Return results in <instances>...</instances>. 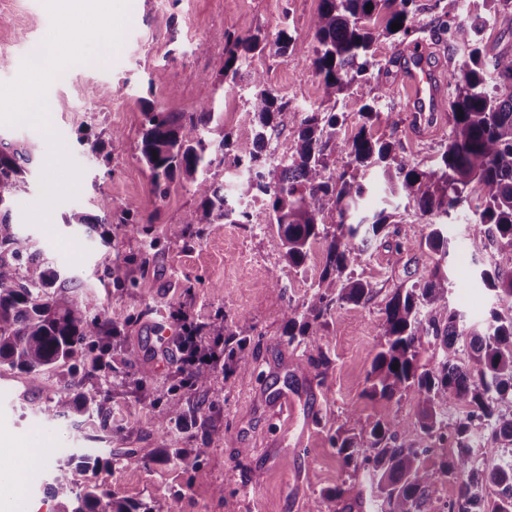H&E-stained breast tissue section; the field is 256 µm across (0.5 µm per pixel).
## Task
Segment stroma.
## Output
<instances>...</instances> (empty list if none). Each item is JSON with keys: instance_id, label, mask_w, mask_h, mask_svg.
<instances>
[{"instance_id": "obj_1", "label": "stroma", "mask_w": 512, "mask_h": 512, "mask_svg": "<svg viewBox=\"0 0 512 512\" xmlns=\"http://www.w3.org/2000/svg\"><path fill=\"white\" fill-rule=\"evenodd\" d=\"M318 7L319 0H131L122 46L103 58L64 68L48 86L53 104L49 123L82 170L77 197L54 207L49 226L24 218L25 207L41 194L46 139L34 127L0 126V149L35 147L13 210L22 249L39 253L60 273L61 285L73 297L95 300L98 311L124 327L112 353L113 369L105 377L109 395L102 416L84 423L69 417L44 419L41 409L49 398L75 393L67 367L57 368L45 384L32 383L27 374L5 367L0 369V435L16 445L36 438L48 446L110 452V467L75 471V480L105 483L115 496L132 501L168 502L175 512H307L314 500L321 512H376L370 467H343L329 436L340 426L366 434L376 419L388 415L402 423L400 444H413L421 435L413 394L389 402L371 397L367 377L382 341L379 323L392 292L424 282L436 260L425 245L426 219L402 213L400 234L374 241L364 261L353 268L356 277L371 283L370 299L354 308L332 305L315 335L293 344L282 310L311 298L326 264V244H313L304 268L289 267L265 206L250 204V223L212 224L201 239L152 255L145 271L148 286L133 295L112 288L106 268L113 252L100 240L102 225L63 221L75 208L97 214L96 202L103 196L111 200L116 214L133 198L153 209L149 172L136 150L147 107L189 114L212 102L224 109L226 132L238 140L252 137V127L241 121L247 107L245 85L223 82L219 74L224 44L214 35L223 30L272 35L287 25L295 31L288 58L267 54L251 61L268 86L294 105L275 134L273 145L280 154H289L304 108L343 112L341 133L353 136L363 122L361 93L353 88L331 103L309 65L316 44L309 22ZM51 24L44 0H0V82L18 77ZM205 39L211 42L209 51H196V44ZM370 89L381 96L382 113L396 120L392 127L383 120L375 123L374 135L395 141L401 156L420 169L431 168L447 142L451 113L442 112L423 137L415 138L401 86H389L382 75L371 81ZM448 240L449 308L477 327L494 311L511 316L512 302L470 284L472 274L490 265L495 253L488 237L472 234L468 213L449 224ZM182 305L196 319L248 336L254 359L243 376L228 377L223 368H216L207 404L184 395V424H171L163 432L153 403L181 373L162 356L157 332L172 328L171 315ZM133 314L139 320L131 325L127 319ZM321 356L327 366L314 367ZM137 381L144 387L138 394L130 388ZM282 397L298 412L297 421L286 428L273 416ZM213 425L227 430L232 441H211L198 471L188 476L175 462H158L161 445L196 447ZM130 449L137 462L127 460ZM0 462L18 473L36 467L40 479L22 499L32 512H57V500L44 491L52 462L36 465L12 454ZM335 487L342 488L341 498L323 500L322 492Z\"/></svg>"}]
</instances>
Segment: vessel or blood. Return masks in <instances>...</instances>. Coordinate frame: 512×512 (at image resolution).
Masks as SVG:
<instances>
[{
  "label": "vessel or blood",
  "instance_id": "1",
  "mask_svg": "<svg viewBox=\"0 0 512 512\" xmlns=\"http://www.w3.org/2000/svg\"><path fill=\"white\" fill-rule=\"evenodd\" d=\"M401 82L408 99L411 128L415 133H423L439 108L441 90L422 47L413 45L406 50Z\"/></svg>",
  "mask_w": 512,
  "mask_h": 512
}]
</instances>
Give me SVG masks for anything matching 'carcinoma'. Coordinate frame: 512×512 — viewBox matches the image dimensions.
<instances>
[{
	"mask_svg": "<svg viewBox=\"0 0 512 512\" xmlns=\"http://www.w3.org/2000/svg\"><path fill=\"white\" fill-rule=\"evenodd\" d=\"M485 12L475 16L461 11L460 0H436L432 38L448 36V53H464L460 64L448 67L452 88L450 111L453 126L444 150L429 170H421L402 156L395 143L374 138L371 122L380 117L375 105H363L364 122L351 137L340 136L344 113L311 110L302 114L290 154L272 160L271 135L291 101L276 94L264 74L250 68L251 60L265 53L288 57L294 41L285 25L275 37L256 31L232 36L224 31L215 38L224 42L220 74L236 84L250 87L243 120L254 126L247 140H231L224 119L214 103L196 114L144 111L143 133L138 150L150 171L154 209L127 202L118 217L120 224H139L144 235L136 253L122 251L112 235L115 259L107 268L118 291L145 288L140 279L149 263V252H160L180 240L199 239L206 224H248V206L231 202L224 194V179L218 169L228 163L243 172L248 188L266 201L270 222L284 248L288 265L299 268L312 245L326 242L328 263L315 285L312 299L301 308L287 306L288 342L312 336L332 303L359 307L372 292L368 281L347 273L361 260L365 243L379 237L402 206L430 218L425 245L438 259L422 286L398 288L386 305L380 323L385 342L375 355L368 374V394L390 401L413 392L420 403L419 425L427 438L448 441L446 419L453 409L465 412L453 425L455 449L437 467L426 464L428 442L407 447L396 444L399 422L394 417L375 421L367 435H350L336 428L330 447L343 466L358 467L359 460L372 463L380 493V512H424L429 492L438 484L459 481L458 499L450 512H512V462L496 459L477 462L472 453L471 425L477 420L512 445V316L491 313L480 330L466 325L463 316L448 309V234L445 224L467 202L471 186L479 190L472 210L475 234L492 237L497 259L479 270L481 283L499 300L512 301V46L497 49L484 42L486 23L512 13V0H482ZM371 9H366V6ZM384 24H379L381 10ZM421 10L418 0H320L310 22L316 46L309 66L320 77L324 95L332 100L351 86L363 88L374 78L378 63L372 48L381 37L402 44L416 34L414 18ZM399 23L397 31L391 24ZM339 156L347 170L334 176L330 161ZM32 162L28 150H0V367L20 370L41 381L60 364H77L92 356L90 369L76 383V396L49 399L44 418H79L101 412L104 400L99 372L112 369V345L121 328L95 310L90 301L79 302L56 286L57 271L39 256L23 254L15 232L12 212L16 193L25 183ZM382 180L381 208L368 214L362 209L364 194L372 190L368 172ZM187 183L199 203L182 224H171L164 238L151 235L171 184ZM332 204L337 220L328 226L324 212ZM101 215L92 217L73 210L67 224H110L112 204L98 200ZM441 340L444 348L464 341L469 363L443 357L434 369H424L419 355L425 345ZM253 353L250 338L234 332L224 334V377L246 374ZM398 369H393V366ZM212 367L200 364L183 376L167 396L155 400L159 429L183 416L185 391L205 393L210 389ZM224 438L213 428L207 440L195 448L163 449L161 460H174L184 474L197 471L207 458L208 440ZM76 467L96 470L104 463L100 454L73 456ZM490 486L497 496L486 494ZM47 489L58 500L59 512H172L159 501L130 502L115 497L104 485H78L71 464L50 474Z\"/></svg>",
	"mask_w": 512,
	"mask_h": 512,
	"instance_id": "carcinoma-1",
	"label": "carcinoma"
}]
</instances>
